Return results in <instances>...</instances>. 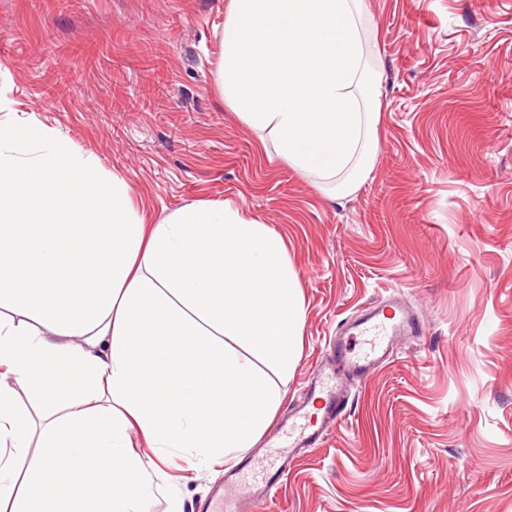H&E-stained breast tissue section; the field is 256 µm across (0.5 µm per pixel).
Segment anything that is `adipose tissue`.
Wrapping results in <instances>:
<instances>
[{"mask_svg":"<svg viewBox=\"0 0 512 512\" xmlns=\"http://www.w3.org/2000/svg\"><path fill=\"white\" fill-rule=\"evenodd\" d=\"M303 323L273 228L217 201L144 223L124 177L0 121V512H142L154 458L235 461L276 419Z\"/></svg>","mask_w":512,"mask_h":512,"instance_id":"1","label":"adipose tissue"}]
</instances>
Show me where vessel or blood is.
Wrapping results in <instances>:
<instances>
[{
  "mask_svg": "<svg viewBox=\"0 0 512 512\" xmlns=\"http://www.w3.org/2000/svg\"><path fill=\"white\" fill-rule=\"evenodd\" d=\"M417 317L392 304H377L337 334L329 358L318 368L303 399L280 426L263 461L242 462L225 471L224 479L198 507V512H261L271 500L292 462L318 447L336 426L347 400L346 377L365 385L389 361L402 336H417Z\"/></svg>",
  "mask_w": 512,
  "mask_h": 512,
  "instance_id": "b4317fda",
  "label": "vessel or blood"
}]
</instances>
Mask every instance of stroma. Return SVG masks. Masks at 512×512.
I'll use <instances>...</instances> for the list:
<instances>
[{
	"instance_id": "obj_1",
	"label": "stroma",
	"mask_w": 512,
	"mask_h": 512,
	"mask_svg": "<svg viewBox=\"0 0 512 512\" xmlns=\"http://www.w3.org/2000/svg\"><path fill=\"white\" fill-rule=\"evenodd\" d=\"M228 4L0 0V119L93 154L145 223L210 200L276 229L305 308L280 414L343 324L419 317L266 512H512V0H363L378 139L344 198L225 106ZM223 476L160 463L143 510L194 512Z\"/></svg>"
}]
</instances>
